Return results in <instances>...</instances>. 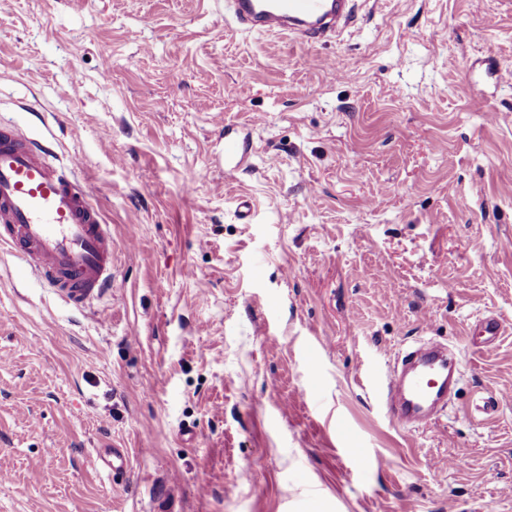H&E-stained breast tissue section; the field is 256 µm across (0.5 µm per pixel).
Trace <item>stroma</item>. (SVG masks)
Returning a JSON list of instances; mask_svg holds the SVG:
<instances>
[{
  "mask_svg": "<svg viewBox=\"0 0 512 512\" xmlns=\"http://www.w3.org/2000/svg\"><path fill=\"white\" fill-rule=\"evenodd\" d=\"M357 3L313 44L224 0L0 7V119L112 235L83 309L0 246V512H512V327L467 334L512 323V0ZM429 339L456 393L403 430L374 385ZM245 141H241L230 125L224 126V162L240 167L247 156ZM481 325L480 335L484 336L486 343L492 344L499 336L510 327L503 317L497 313H491L478 319ZM95 452L98 471L108 482L121 473L127 464L124 448H96Z\"/></svg>",
  "mask_w": 512,
  "mask_h": 512,
  "instance_id": "stroma-1",
  "label": "stroma"
}]
</instances>
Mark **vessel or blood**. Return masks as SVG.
<instances>
[{"label": "vessel or blood", "instance_id": "vessel-or-blood-1", "mask_svg": "<svg viewBox=\"0 0 512 512\" xmlns=\"http://www.w3.org/2000/svg\"><path fill=\"white\" fill-rule=\"evenodd\" d=\"M353 0H224L246 29L291 33L307 41L340 34ZM244 141L224 129V161L241 166ZM77 159L55 161L50 148L0 125V245L24 258L32 272L76 307L99 300L112 282V239L76 178ZM460 359L447 344L429 340L406 350L385 378L384 404L392 422L416 430L435 423L448 406ZM96 464L105 479L121 473L127 455L100 448Z\"/></svg>", "mask_w": 512, "mask_h": 512}]
</instances>
